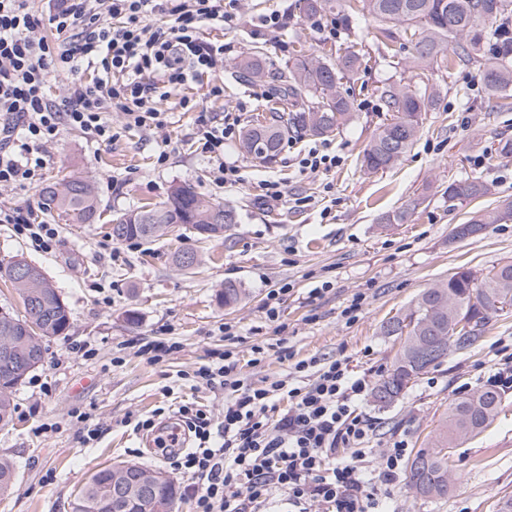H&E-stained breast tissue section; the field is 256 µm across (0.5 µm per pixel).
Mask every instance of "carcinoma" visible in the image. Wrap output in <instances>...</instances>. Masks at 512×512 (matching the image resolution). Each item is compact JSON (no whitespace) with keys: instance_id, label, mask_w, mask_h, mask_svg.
<instances>
[{"instance_id":"obj_1","label":"carcinoma","mask_w":512,"mask_h":512,"mask_svg":"<svg viewBox=\"0 0 512 512\" xmlns=\"http://www.w3.org/2000/svg\"><path fill=\"white\" fill-rule=\"evenodd\" d=\"M308 16L328 10L336 13L349 31L357 34L362 24L375 23L384 46L394 39L404 41L409 56L395 62L416 71L418 82L412 86L400 81L380 89L386 111L392 113L363 151L361 168L368 172L393 167L413 146L423 125V113L431 111L435 98L432 81L450 73L459 64L477 69L489 98H501L512 87V53L503 46L500 20L512 16V0H301ZM364 55L345 47L336 61L299 52L293 62L275 67L261 53L247 56L236 68L251 83L274 85L275 105L268 108L241 137L245 154L261 163L276 161L285 140L303 133L332 136L347 123L351 102L342 92L341 80L355 78ZM489 187L475 179L448 183V200L483 197ZM46 205L68 224H92L101 217L97 195L86 180L65 175L42 191ZM236 212L214 203L191 186L174 187L167 200L110 215L112 239L151 240L173 231L180 236L208 240L224 238V232L236 223ZM512 219V201L470 219L471 224H497ZM206 230L210 235L203 236ZM30 271L23 297L24 315L0 313V330L8 327L23 338L11 363L0 360V425L13 418V395L28 375L23 367L27 347L43 349L44 340L61 336L69 327V316L58 289L37 266L14 260L0 267V273L14 280L20 266ZM243 295L237 284L227 281L219 293L226 306L237 304ZM512 296V263L480 278L471 269L457 271L431 288L425 289L402 316L383 326L389 336L401 339L387 373L376 383L373 399L387 406L399 400L425 365L415 362L408 347L421 338L432 350L429 361L437 365L448 357V323L458 316L468 318L471 329L464 348L474 345L498 311L502 298ZM502 403L495 388H486L454 403L440 421L435 439L419 450L409 466V486L420 496L437 498L448 495L447 448L468 432H482L494 419ZM116 473L105 467L93 473L81 493L71 503V512H173L176 488L170 477L150 492V500H126L114 496ZM15 482L11 460L0 458V495L9 493Z\"/></svg>"}]
</instances>
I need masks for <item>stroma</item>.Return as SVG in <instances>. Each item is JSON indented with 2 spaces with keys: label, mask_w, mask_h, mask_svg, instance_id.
Masks as SVG:
<instances>
[{
  "label": "stroma",
  "mask_w": 512,
  "mask_h": 512,
  "mask_svg": "<svg viewBox=\"0 0 512 512\" xmlns=\"http://www.w3.org/2000/svg\"><path fill=\"white\" fill-rule=\"evenodd\" d=\"M232 19L207 28V37L226 45L217 71L224 95L209 96L208 85L194 95L214 114L240 113L243 124L261 115L267 90L243 84L235 62L262 48L284 65L298 50L335 57L346 47L348 32L336 15L306 16L297 0H226ZM283 16L280 27L262 25V17ZM374 28L362 29L358 47L362 68L342 89L353 104L352 121L329 138L304 136L286 141L276 163L261 165L239 143L225 146L226 157L241 167L239 183L216 187L208 159L194 151L196 115L171 110L156 133L132 131L112 144H90L77 131L65 133L52 149L43 179L60 172L90 180L105 213L132 210L165 201L173 187L197 192L233 208L237 222L223 239L198 245V263L179 270L173 252L183 246L176 234L146 244L112 242L106 221L95 224L53 222L39 189L0 190V206L18 207L38 221L56 223L58 236L41 248L0 224V265L22 258L43 269L58 289L70 318L65 335L45 340V358L14 395L12 422L0 427V456L16 465V482L0 496V512H68L66 505L99 468L133 461L169 471L167 460L145 435L122 424L126 416H150L174 401L205 406L214 416L224 410V391L193 378L214 349H229L240 361L248 383L285 378L288 364L280 346L295 360L313 357L347 360L355 374L378 381L399 347L382 325L399 315L424 289L466 266L477 276L512 262V220L489 224L478 237L461 239L454 229L471 217L512 200V109L489 104L474 67H456L436 84L433 112L427 113L412 148L393 168L361 170L358 159L386 118L378 89L398 79L390 54L406 57L399 42L383 46ZM335 155V167L308 176L298 157L311 148ZM167 151L165 166L154 164ZM475 178L488 195L449 201L450 181ZM281 182L284 197L264 200L263 185ZM307 205H299V198ZM410 209L407 223L386 225L383 215ZM111 251H104V243ZM244 290L234 307L219 303L225 282ZM285 288L277 320H269V291ZM366 300L355 321L345 316L356 295ZM136 311L137 324L126 320ZM178 343L160 360L142 353L151 342ZM265 347V360L252 365L253 345ZM94 349L83 357L81 347ZM512 355V310L498 313L469 349L449 353L430 367L399 401L382 407L366 399L373 418V445L387 447L405 437L409 453L434 438L451 403L485 388L494 364ZM493 422L479 435L448 451L454 478L448 497H417L408 483L384 500L385 512H497L512 497V389ZM84 413L100 428L84 443L75 414Z\"/></svg>",
  "instance_id": "35a3bbf8"
}]
</instances>
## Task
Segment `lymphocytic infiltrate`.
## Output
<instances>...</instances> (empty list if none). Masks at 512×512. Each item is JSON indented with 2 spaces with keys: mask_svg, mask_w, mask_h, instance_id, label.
Wrapping results in <instances>:
<instances>
[{
  "mask_svg": "<svg viewBox=\"0 0 512 512\" xmlns=\"http://www.w3.org/2000/svg\"><path fill=\"white\" fill-rule=\"evenodd\" d=\"M0 0V187L38 185L48 148L64 130L87 141L112 143L133 130L159 131L168 122L163 102L197 107L185 91L224 62V44L204 33L223 25L224 0ZM70 73L62 98L49 93L59 73ZM120 123H113V113ZM241 118L199 115L193 142L212 161L216 185L236 183L241 170L225 161ZM292 375L267 385L237 377L232 351H215L194 377L224 388V417L180 406L179 422L150 433L172 472L186 478L196 512H249L276 492L296 512L312 503L326 512H380V499L404 479L408 444L398 437L372 448L373 421L359 407L371 391L341 359L294 360ZM288 408L277 413L276 399ZM377 457L378 468L367 466Z\"/></svg>",
  "mask_w": 512,
  "mask_h": 512,
  "instance_id": "1",
  "label": "lymphocytic infiltrate"
}]
</instances>
